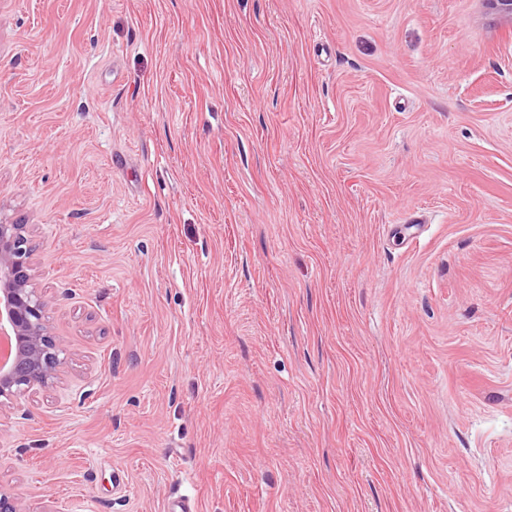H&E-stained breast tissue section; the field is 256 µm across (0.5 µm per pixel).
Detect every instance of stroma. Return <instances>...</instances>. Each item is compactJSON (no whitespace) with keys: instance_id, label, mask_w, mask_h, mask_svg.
Masks as SVG:
<instances>
[{"instance_id":"stroma-1","label":"stroma","mask_w":512,"mask_h":512,"mask_svg":"<svg viewBox=\"0 0 512 512\" xmlns=\"http://www.w3.org/2000/svg\"><path fill=\"white\" fill-rule=\"evenodd\" d=\"M0 224L67 359L21 512H512V24L482 0H0Z\"/></svg>"}]
</instances>
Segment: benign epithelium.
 I'll list each match as a JSON object with an SVG mask.
<instances>
[{"label":"benign epithelium","mask_w":512,"mask_h":512,"mask_svg":"<svg viewBox=\"0 0 512 512\" xmlns=\"http://www.w3.org/2000/svg\"><path fill=\"white\" fill-rule=\"evenodd\" d=\"M488 12L512 22V0H483ZM27 225L0 224V408L18 397L52 388L67 354L46 320L35 287Z\"/></svg>","instance_id":"7a95c632"}]
</instances>
